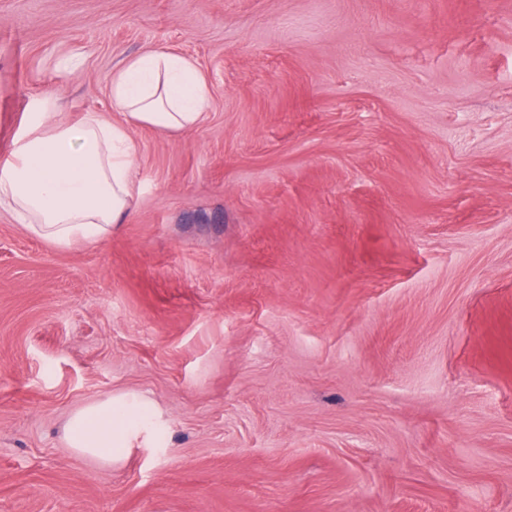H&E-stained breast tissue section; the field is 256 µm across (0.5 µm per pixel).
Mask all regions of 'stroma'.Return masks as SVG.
I'll return each mask as SVG.
<instances>
[{
    "label": "stroma",
    "instance_id": "35a3bbf8",
    "mask_svg": "<svg viewBox=\"0 0 512 512\" xmlns=\"http://www.w3.org/2000/svg\"><path fill=\"white\" fill-rule=\"evenodd\" d=\"M157 46L210 105L128 222L0 210V512H512V0H0V161ZM118 391L159 445L68 448Z\"/></svg>",
    "mask_w": 512,
    "mask_h": 512
}]
</instances>
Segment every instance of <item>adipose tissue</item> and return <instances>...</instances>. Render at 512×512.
Masks as SVG:
<instances>
[{"label": "adipose tissue", "mask_w": 512, "mask_h": 512, "mask_svg": "<svg viewBox=\"0 0 512 512\" xmlns=\"http://www.w3.org/2000/svg\"><path fill=\"white\" fill-rule=\"evenodd\" d=\"M209 95L189 58L156 48L112 73L110 99L120 121L86 112L66 123L56 120L54 102H44L0 164V209L56 246L99 244L130 215L139 192L131 127L170 134L193 129L206 118ZM160 421L145 395L117 393L73 411L63 435L79 455L115 465L151 444Z\"/></svg>", "instance_id": "ef3b65f1"}]
</instances>
